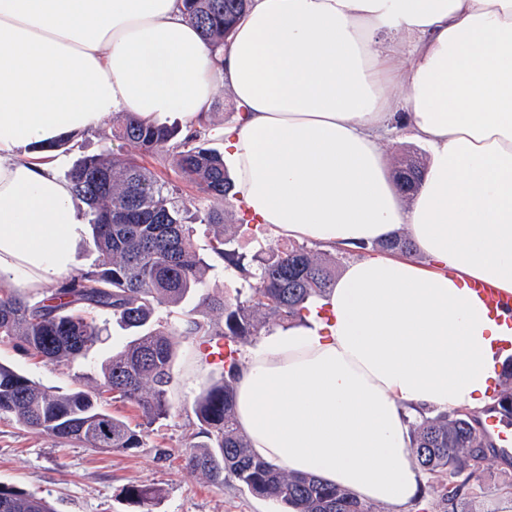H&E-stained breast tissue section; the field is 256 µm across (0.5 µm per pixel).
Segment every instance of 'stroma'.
Listing matches in <instances>:
<instances>
[{
  "label": "stroma",
  "mask_w": 512,
  "mask_h": 512,
  "mask_svg": "<svg viewBox=\"0 0 512 512\" xmlns=\"http://www.w3.org/2000/svg\"><path fill=\"white\" fill-rule=\"evenodd\" d=\"M106 147L116 153L128 150L124 142L113 139L108 121L53 151L55 170L64 174L79 157ZM106 327L104 340L70 363L39 362L19 341L0 343V360L47 386L91 388L101 380L102 361L120 349L127 336L115 321H107ZM219 376L217 368L201 360L195 341L184 340L168 390L170 413L150 426L143 447L128 452L99 453L60 443L0 418V483L47 499L56 512H141L125 494L132 485L160 488L150 512H279V504L254 497L238 483L217 486L186 467L184 443L198 430L195 403ZM510 485L512 452H497L472 483L471 508L492 512L500 505L492 490Z\"/></svg>",
  "instance_id": "obj_1"
}]
</instances>
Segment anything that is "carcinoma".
<instances>
[{
	"mask_svg": "<svg viewBox=\"0 0 512 512\" xmlns=\"http://www.w3.org/2000/svg\"><path fill=\"white\" fill-rule=\"evenodd\" d=\"M185 15L202 32L214 57L244 14L248 0H183ZM113 135L136 153L109 149L77 159L65 173L86 207L93 264L51 289L52 300L23 297L0 284V343L19 339L28 355L45 364L68 362L102 336L96 315L112 317L132 332L122 349L101 367L93 390L61 392L0 362V417L42 435L113 452L142 447L147 429L169 414L168 386L176 347L182 339L205 344L224 337L235 356L224 361L220 379L197 400L200 432L185 444L189 470L222 486L233 479L255 496L287 512H375L346 490L315 476L300 475L254 456L235 416L241 347L272 326L302 318L306 305L327 298L336 283V257L305 243L271 242L251 256L226 235L224 214L214 199L233 206V184L224 157L206 147L210 124L198 119L181 130L118 114ZM144 154L163 155L181 180L195 188L191 198L177 182L150 170ZM425 163L404 155L396 166L398 187L418 190ZM212 229L206 251L195 242V226ZM373 247L410 255L405 233ZM221 265L241 282L233 294L204 289L207 272ZM167 309L166 317L159 316ZM493 409L512 423V363L502 365ZM132 405L141 422L132 424L105 407L106 399ZM470 411L436 410L415 418L411 448L418 466L440 485L437 512L468 508L471 481L495 445ZM207 438L198 442L199 434ZM159 495L151 486H130L127 496L146 505ZM0 512H55L47 500L0 485Z\"/></svg>",
	"mask_w": 512,
	"mask_h": 512,
	"instance_id": "cac0c4a2",
	"label": "carcinoma"
}]
</instances>
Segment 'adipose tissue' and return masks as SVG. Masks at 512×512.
<instances>
[{
	"label": "adipose tissue",
	"mask_w": 512,
	"mask_h": 512,
	"mask_svg": "<svg viewBox=\"0 0 512 512\" xmlns=\"http://www.w3.org/2000/svg\"><path fill=\"white\" fill-rule=\"evenodd\" d=\"M220 86L243 109L227 144L257 223L348 249L404 228L448 267L349 261L327 315L266 336L237 381L255 455L402 512L424 483L413 416L482 409L512 343V316L467 287L512 295V0H251L218 61L182 0H0V276L44 290L88 235L32 145L117 112L191 122ZM398 111L430 147L407 202L379 143Z\"/></svg>",
	"instance_id": "1"
}]
</instances>
